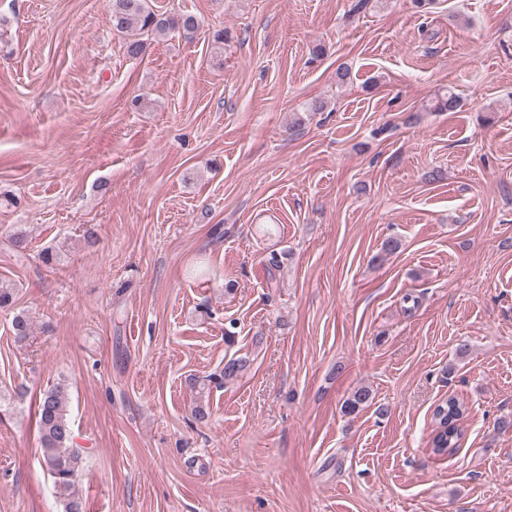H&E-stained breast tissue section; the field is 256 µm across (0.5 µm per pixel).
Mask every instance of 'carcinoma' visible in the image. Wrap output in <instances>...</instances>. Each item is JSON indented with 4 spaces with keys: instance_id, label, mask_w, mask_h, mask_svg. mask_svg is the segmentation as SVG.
<instances>
[{
    "instance_id": "1",
    "label": "carcinoma",
    "mask_w": 512,
    "mask_h": 512,
    "mask_svg": "<svg viewBox=\"0 0 512 512\" xmlns=\"http://www.w3.org/2000/svg\"><path fill=\"white\" fill-rule=\"evenodd\" d=\"M108 23L119 33L133 30L163 33L171 25L169 18L148 9L146 0H111ZM460 98L453 91L437 97L436 112H455ZM250 368L247 357H231L224 363V379L234 380ZM67 386L58 383L42 393L38 400L37 417L42 463L55 487L64 495L63 512H82V503L73 495L80 477L82 459L69 447L71 422L68 413ZM372 401V392L365 386L354 389L343 404L344 412L355 414ZM464 415L460 402L450 397L437 404L433 411L435 428L431 437V450L444 457L460 447L462 430L459 422Z\"/></svg>"
}]
</instances>
